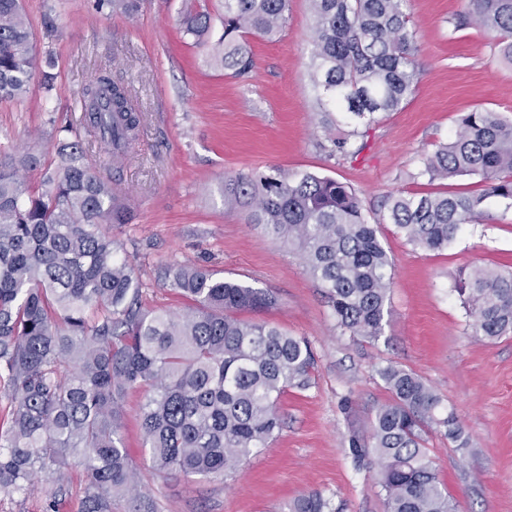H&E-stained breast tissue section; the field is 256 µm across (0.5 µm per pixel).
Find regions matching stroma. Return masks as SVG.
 <instances>
[{
  "instance_id": "1",
  "label": "stroma",
  "mask_w": 512,
  "mask_h": 512,
  "mask_svg": "<svg viewBox=\"0 0 512 512\" xmlns=\"http://www.w3.org/2000/svg\"><path fill=\"white\" fill-rule=\"evenodd\" d=\"M185 0H141L135 16L98 9L95 0H24L37 36V61H53L52 92L32 80L20 99L0 102V146L48 152L56 126L79 114L78 93L97 73L123 83L143 123L128 156L113 166L103 146L91 161L111 172L132 197L130 221L112 228L144 284L142 304L182 308L161 275L194 264L273 293L261 320L306 338L315 353L309 389H288L282 426L268 447L221 479L162 475L142 446L144 393L123 402V439L137 468L141 497L114 499L112 512H287L311 491L338 512H385L370 458L350 438L369 443L375 410L390 395L377 374L389 363L420 375L455 410L473 439L456 450L429 433L425 450L457 512H512V336L488 341L466 332L467 309L454 290L461 271L512 270V209L493 200L483 221L463 225L448 248L414 247L386 221L391 194L476 191L479 177L449 182L420 177L423 160L447 143L461 116L491 110L512 119V64L494 51L493 34L456 27L465 0H407L415 31L418 82L397 112L375 123L340 120L335 134L368 129V147L349 159L329 155L311 80L310 0H290L281 33L250 38V73L225 72L185 36ZM59 29L43 37L45 21ZM311 172L351 186L379 226L392 257L389 313L379 340L342 331L328 298L299 254L248 220L247 208L224 201V183L239 173ZM87 465L70 455L62 484L38 491H0V512H78Z\"/></svg>"
}]
</instances>
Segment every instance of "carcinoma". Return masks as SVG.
I'll use <instances>...</instances> for the list:
<instances>
[{"instance_id":"cac0c4a2","label":"carcinoma","mask_w":512,"mask_h":512,"mask_svg":"<svg viewBox=\"0 0 512 512\" xmlns=\"http://www.w3.org/2000/svg\"><path fill=\"white\" fill-rule=\"evenodd\" d=\"M313 81L326 125L348 115L399 111L417 82L406 0H312ZM135 15L140 0H96ZM289 0H224V34L211 42L212 19L187 9L186 35L209 45L226 71L244 76L254 61L248 37H277ZM495 34L512 64V0H466L459 22ZM36 44L23 0H0V100L27 93ZM78 123L54 128V155L0 150V381L14 405L0 429V491H26L36 479L62 480L67 455L82 452L88 479L78 512H112V498L138 492L137 470L122 437V400L144 387L142 446L161 473H232L281 429L278 402L311 385L312 348L275 325L240 317L276 305L269 292L224 279L200 266L177 265L163 279L186 300L184 310L141 307L143 283L106 231L128 222L112 177L89 162L92 141L127 155L143 117L125 86L102 73L83 87ZM330 138V154L358 157L367 134ZM43 172L40 188L27 174ZM429 181L478 176L479 191L397 194L387 220L408 242L440 251L461 226L484 217L491 198L512 208V120L469 112L423 162ZM224 199L249 209L250 223L296 248L326 289L340 328L377 340L388 314L393 260L378 226L349 186L304 172L238 174ZM455 290L468 308L467 332L495 340L512 335V273L476 268ZM390 400L377 407L372 453L385 512H457L423 448L430 429L454 447L471 446L453 409L411 370H378ZM289 512H335L319 492Z\"/></svg>"}]
</instances>
